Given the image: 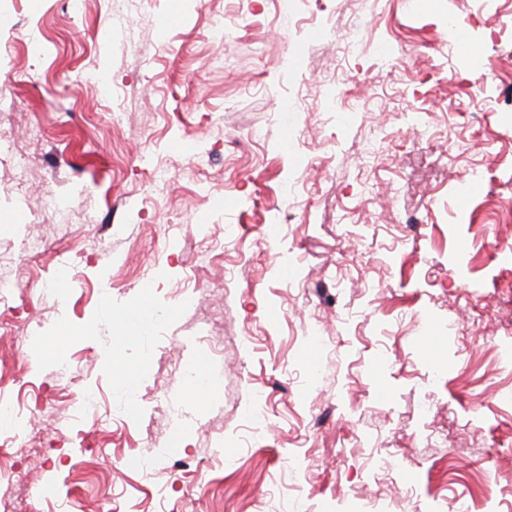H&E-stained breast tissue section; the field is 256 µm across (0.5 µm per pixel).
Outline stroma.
I'll return each instance as SVG.
<instances>
[{"label": "stroma", "instance_id": "obj_1", "mask_svg": "<svg viewBox=\"0 0 512 512\" xmlns=\"http://www.w3.org/2000/svg\"><path fill=\"white\" fill-rule=\"evenodd\" d=\"M326 5H0V250L26 289L0 308V467L31 512H512V366L491 343L512 214L490 217L512 197V0ZM477 56L496 77L475 108ZM48 191L95 223L41 210ZM147 300L169 310L148 333ZM73 373L96 397L79 418Z\"/></svg>", "mask_w": 512, "mask_h": 512}]
</instances>
